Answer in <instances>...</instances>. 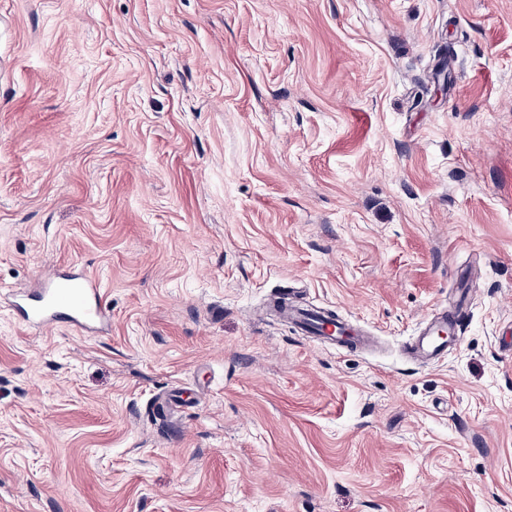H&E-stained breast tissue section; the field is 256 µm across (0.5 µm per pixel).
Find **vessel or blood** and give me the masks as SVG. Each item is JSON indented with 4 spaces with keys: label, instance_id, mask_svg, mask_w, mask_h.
<instances>
[{
    "label": "vessel or blood",
    "instance_id": "1",
    "mask_svg": "<svg viewBox=\"0 0 512 512\" xmlns=\"http://www.w3.org/2000/svg\"><path fill=\"white\" fill-rule=\"evenodd\" d=\"M14 307L24 324L42 328L65 321L92 329L102 323L106 313L101 303L99 282L93 277L79 275L58 277L39 295L20 299ZM280 312L308 339L328 336L341 348L357 349L367 344L361 330L347 323H337L332 334H325L322 325L324 320L329 319V312L286 305L281 307ZM457 332L458 323L453 311L439 309L433 323L408 345L407 351L418 361L436 359L447 351L449 341L454 339Z\"/></svg>",
    "mask_w": 512,
    "mask_h": 512
}]
</instances>
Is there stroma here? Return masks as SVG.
Wrapping results in <instances>:
<instances>
[{
	"mask_svg": "<svg viewBox=\"0 0 512 512\" xmlns=\"http://www.w3.org/2000/svg\"><path fill=\"white\" fill-rule=\"evenodd\" d=\"M0 512H512V0H0ZM34 297L14 302L17 315L28 326L44 328L65 321L92 329L106 313L100 284L91 276H60ZM284 305L277 309L282 315L294 322V326L303 336L310 340L314 339H329L341 348H363L367 345V340L362 335V331L353 327L349 323H342L335 316H332L329 311H315L305 308L288 306V303L283 300ZM331 319L336 326L332 335H327L322 330L324 320ZM454 310L447 307L439 309L433 323L425 327L408 346L407 351L417 361H429L438 358L448 350V342L458 336V322Z\"/></svg>",
	"mask_w": 512,
	"mask_h": 512,
	"instance_id": "stroma-1",
	"label": "stroma"
}]
</instances>
